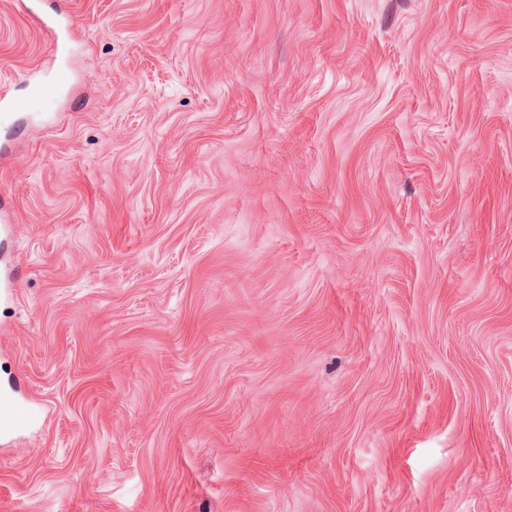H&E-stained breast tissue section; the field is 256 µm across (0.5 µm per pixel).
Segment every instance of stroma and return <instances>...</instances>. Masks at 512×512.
<instances>
[{
	"label": "stroma",
	"instance_id": "obj_1",
	"mask_svg": "<svg viewBox=\"0 0 512 512\" xmlns=\"http://www.w3.org/2000/svg\"><path fill=\"white\" fill-rule=\"evenodd\" d=\"M68 4L0 0V512H512V0ZM28 420L24 404L9 395L0 396V428L10 430Z\"/></svg>",
	"mask_w": 512,
	"mask_h": 512
}]
</instances>
